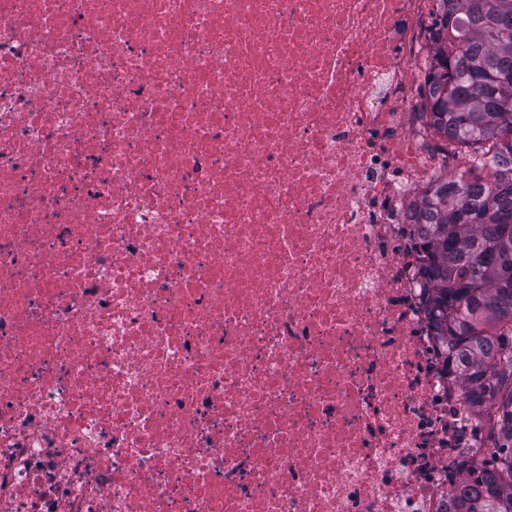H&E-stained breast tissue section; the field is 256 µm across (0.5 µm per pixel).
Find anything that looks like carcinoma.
Listing matches in <instances>:
<instances>
[{"label": "carcinoma", "mask_w": 512, "mask_h": 512, "mask_svg": "<svg viewBox=\"0 0 512 512\" xmlns=\"http://www.w3.org/2000/svg\"><path fill=\"white\" fill-rule=\"evenodd\" d=\"M423 87L436 133L467 148L415 206L427 226L430 315L476 407L493 404L482 468L458 486L456 512H512V168L484 176L491 141L512 155V0H438Z\"/></svg>", "instance_id": "carcinoma-1"}]
</instances>
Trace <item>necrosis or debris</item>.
Returning a JSON list of instances; mask_svg holds the SVG:
<instances>
[{
	"instance_id": "necrosis-or-debris-1",
	"label": "necrosis or debris",
	"mask_w": 512,
	"mask_h": 512,
	"mask_svg": "<svg viewBox=\"0 0 512 512\" xmlns=\"http://www.w3.org/2000/svg\"><path fill=\"white\" fill-rule=\"evenodd\" d=\"M437 5L0 0V512H450Z\"/></svg>"
}]
</instances>
